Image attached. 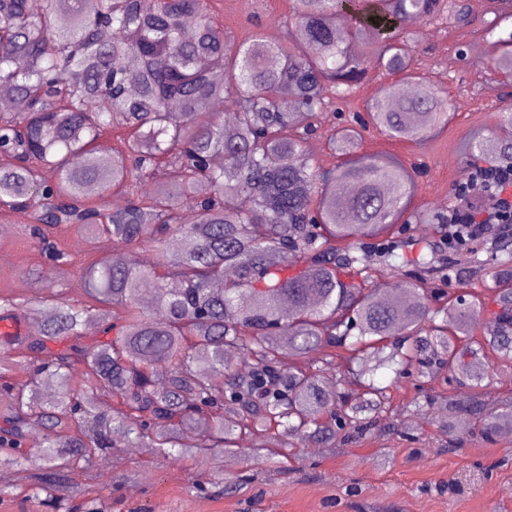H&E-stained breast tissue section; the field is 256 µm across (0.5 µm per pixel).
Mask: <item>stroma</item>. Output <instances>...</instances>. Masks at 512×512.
Returning a JSON list of instances; mask_svg holds the SVG:
<instances>
[{
  "mask_svg": "<svg viewBox=\"0 0 512 512\" xmlns=\"http://www.w3.org/2000/svg\"><path fill=\"white\" fill-rule=\"evenodd\" d=\"M465 22L417 19L406 32L414 37L411 60L446 93L453 118L447 129L421 142L395 141L377 130L363 132L359 153L394 157L413 175L412 206L436 210L449 203L466 168L464 149L475 134L489 130L495 107L512 103V84L490 66L496 37L512 32L502 24L488 34L487 0H466ZM290 0H221L219 20L227 37L262 32L277 39L286 31ZM390 76L370 70L357 92L320 112L307 151L324 166L337 164L325 136L348 125L372 100L373 85ZM29 212L0 207V298L26 300L42 286L64 284L80 297L83 270L93 258L90 244L75 231L60 242L73 261L66 270L48 262L27 231ZM420 380H402L386 421L359 443L334 448L292 443L281 429L262 441L249 438L233 452L165 458L151 448L112 444L94 466L55 485L63 512H512V442H489L468 431L454 436L448 420L457 392L439 378L427 401ZM265 460L256 463L254 453Z\"/></svg>",
  "mask_w": 512,
  "mask_h": 512,
  "instance_id": "stroma-1",
  "label": "stroma"
}]
</instances>
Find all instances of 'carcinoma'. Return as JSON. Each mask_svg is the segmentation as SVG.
I'll use <instances>...</instances> for the list:
<instances>
[{"label": "carcinoma", "instance_id": "1", "mask_svg": "<svg viewBox=\"0 0 512 512\" xmlns=\"http://www.w3.org/2000/svg\"><path fill=\"white\" fill-rule=\"evenodd\" d=\"M291 12L283 39L230 41L210 0H0V94L25 108L0 113V151L13 158L0 167V204L33 209V233L60 265L70 261L54 241L61 226L99 250L83 300L48 288L30 307L40 332L0 336L29 373L0 385V466L40 471L32 494L54 502L56 479L117 436L165 457L236 448L273 425L334 445L344 422L362 433L386 416L399 378L440 369L459 389L461 426L512 438V399L481 392L494 364L512 363V211L498 213L505 242L489 254L469 230L484 205L468 203L453 229L442 211L409 210L415 183L401 163L356 155L362 129L420 142L448 126L447 99L411 69L403 29L410 16L460 22L465 8L291 0ZM497 45L493 65L511 79L512 33ZM370 66L412 92L381 89L361 128L327 136L347 160L323 168L306 150L312 119L350 98ZM494 123L466 155L497 198V170L512 168V106ZM106 134L109 157L96 148ZM111 192L125 206L105 204ZM413 223L440 241L405 236ZM147 246L151 264L125 255ZM444 248L491 292L472 290L451 322L430 299L432 279L457 285ZM92 322L101 336L88 344ZM336 348L350 353L339 368L333 353L310 356ZM228 350L250 371H231ZM382 368L394 373L386 385ZM339 376L360 392L332 390ZM32 426L43 433L35 450Z\"/></svg>", "mask_w": 512, "mask_h": 512}]
</instances>
